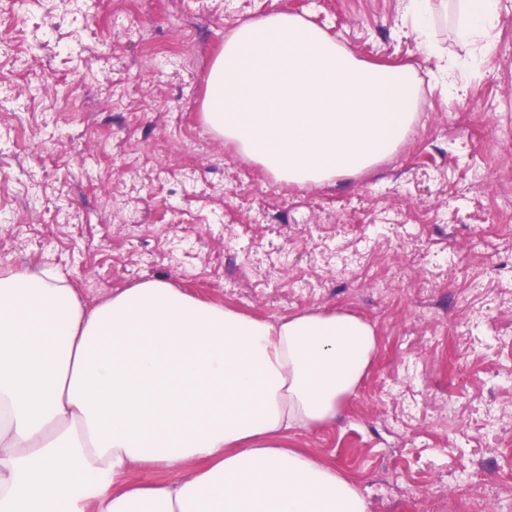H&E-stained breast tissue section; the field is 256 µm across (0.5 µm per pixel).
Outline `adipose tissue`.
<instances>
[{
    "mask_svg": "<svg viewBox=\"0 0 512 512\" xmlns=\"http://www.w3.org/2000/svg\"><path fill=\"white\" fill-rule=\"evenodd\" d=\"M459 8V36L487 40L499 0ZM417 101L412 67L358 60L275 12L226 38L202 117L303 188L394 153ZM375 349L374 327L344 311L272 321L160 278L88 306L58 273L1 271L0 512H369L349 474L288 434L334 425Z\"/></svg>",
    "mask_w": 512,
    "mask_h": 512,
    "instance_id": "ef3b65f1",
    "label": "adipose tissue"
}]
</instances>
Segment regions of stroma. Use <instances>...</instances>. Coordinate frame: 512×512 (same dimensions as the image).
I'll use <instances>...</instances> for the list:
<instances>
[{
  "instance_id": "35a3bbf8",
  "label": "stroma",
  "mask_w": 512,
  "mask_h": 512,
  "mask_svg": "<svg viewBox=\"0 0 512 512\" xmlns=\"http://www.w3.org/2000/svg\"><path fill=\"white\" fill-rule=\"evenodd\" d=\"M274 11L426 80L414 133L361 177L283 186L201 112L225 39ZM438 5L426 56L402 0H0V270L53 266L94 305L162 278L276 320L370 322L336 425L290 442L370 512H468L512 485V0L482 42Z\"/></svg>"
}]
</instances>
